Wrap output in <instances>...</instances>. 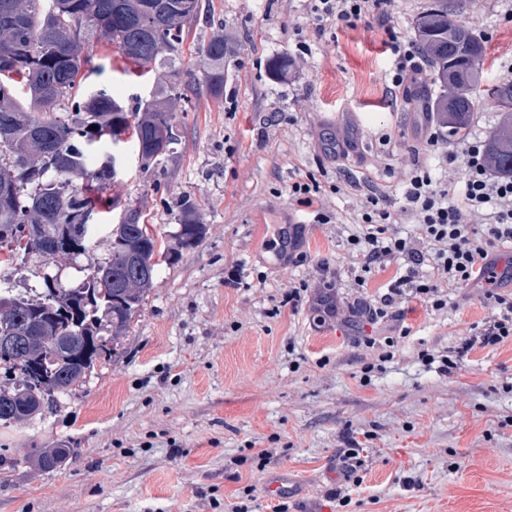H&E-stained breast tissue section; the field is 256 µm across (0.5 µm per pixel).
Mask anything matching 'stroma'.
<instances>
[{"instance_id": "stroma-1", "label": "stroma", "mask_w": 512, "mask_h": 512, "mask_svg": "<svg viewBox=\"0 0 512 512\" xmlns=\"http://www.w3.org/2000/svg\"><path fill=\"white\" fill-rule=\"evenodd\" d=\"M202 10L173 62L125 74L116 45L92 36L83 87H109L135 112L166 85H189L174 113L173 155L143 169L131 145L117 176L92 194L98 238L138 198L171 259L159 267L122 344L100 360L58 411L0 426V512H512V342L474 347L456 369L427 364L455 356L492 315L485 288L451 293L447 309L401 303L411 332L393 358L367 346L371 325L317 324L308 304L331 282L353 294L346 237L368 183L398 181L425 120L396 103L390 36L411 42L429 0H396L386 25L319 23L308 0H201ZM504 0H472L459 21L485 42L484 79L470 128L487 138L501 114L486 91L512 66V22ZM228 48L224 96L212 97L197 67L214 24ZM290 60L282 76L268 64ZM397 147L383 156V135ZM349 141L348 161L336 143ZM317 181L327 224L312 223L291 193ZM190 200L206 232L194 247L175 235ZM299 233L277 250V229ZM369 381H362V373ZM359 453L346 458L351 439ZM65 444L74 455L38 471L34 448ZM266 450L257 458V450ZM290 478L285 497L270 478Z\"/></svg>"}]
</instances>
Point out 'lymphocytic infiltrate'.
Returning a JSON list of instances; mask_svg holds the SVG:
<instances>
[{
    "label": "lymphocytic infiltrate",
    "instance_id": "lymphocytic-infiltrate-1",
    "mask_svg": "<svg viewBox=\"0 0 512 512\" xmlns=\"http://www.w3.org/2000/svg\"><path fill=\"white\" fill-rule=\"evenodd\" d=\"M310 5L321 22L383 23L394 0H310ZM389 50L394 57L393 88L405 105H412L424 80V59L414 44L396 39ZM465 153L467 167L461 182L435 179L418 165L406 179L372 190L347 237L358 289L344 306L331 292L317 293L311 308L318 323L341 318L387 325L395 321L394 309L404 299H417L439 311L447 307L453 290L478 280L487 287L493 313L479 334L463 342L462 351L512 339V293L501 290L504 282L512 283V259L500 261L492 251L497 243L512 245V179L492 174L481 141L466 142ZM393 194L399 196L400 213L410 224L403 237L389 233L397 215L380 206ZM394 260L399 266L383 291L364 292L372 271Z\"/></svg>",
    "mask_w": 512,
    "mask_h": 512
}]
</instances>
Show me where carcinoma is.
Instances as JSON below:
<instances>
[{
    "mask_svg": "<svg viewBox=\"0 0 512 512\" xmlns=\"http://www.w3.org/2000/svg\"><path fill=\"white\" fill-rule=\"evenodd\" d=\"M0 0V52L13 64L0 69V253L45 266L55 255L74 258L91 247L97 225L88 188L73 185L87 178L98 186L112 172L88 171L87 153L108 134L114 143L130 138L143 167L172 154L179 136L171 113L188 103L176 86L131 114L107 89L82 87L81 55L89 33L115 44L144 73L165 62L170 46L183 45L197 21L199 0ZM470 0H430L415 20L416 40L425 53L438 92L433 111L452 133L469 127L475 109L472 90L480 83L483 41L455 16ZM203 77L210 95L224 97V38L208 41ZM25 90L22 101L16 85ZM490 98L502 120L484 142L485 160L494 174L512 178V81L494 85ZM64 111L62 118L58 112ZM46 142L39 167L30 165L36 139ZM119 222L112 225L108 257L94 264L76 287L51 283L28 298L0 281V332L28 329L22 350L0 356V426L30 421L59 406L60 399L84 385L98 360L111 355L152 287L170 253L159 244L153 225L142 223L143 209L119 199ZM205 235L193 205L184 203L177 237L191 248ZM72 455L70 448L40 450L26 462L53 469Z\"/></svg>",
    "mask_w": 512,
    "mask_h": 512,
    "instance_id": "cac0c4a2",
    "label": "carcinoma"
}]
</instances>
